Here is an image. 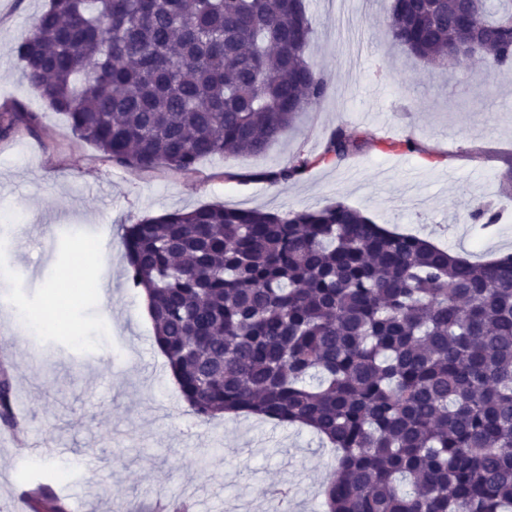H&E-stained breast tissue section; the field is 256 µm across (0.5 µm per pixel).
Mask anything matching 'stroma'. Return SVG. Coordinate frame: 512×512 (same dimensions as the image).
<instances>
[{"label": "stroma", "instance_id": "stroma-1", "mask_svg": "<svg viewBox=\"0 0 512 512\" xmlns=\"http://www.w3.org/2000/svg\"><path fill=\"white\" fill-rule=\"evenodd\" d=\"M48 0H0V106L21 103L34 129L0 140V211L23 230L0 244V350L14 412L37 462L0 440V512H25L26 485L44 483L68 512H152L156 499L191 498L197 512H323L319 489L336 453L305 428L227 415L199 422L157 348L140 289L126 276L122 227L201 206L266 211L315 209L342 200L389 230L487 262L512 253V68L483 76L465 61L434 67L391 45V0H343L364 42L351 62L329 0H306L315 35L310 61L330 81L311 106L259 155L201 159L184 174L112 165L73 134L21 70L14 49ZM412 136L424 153L366 147L340 164L273 185L258 172L321 153L338 125ZM490 206L489 229L466 210ZM111 284L77 290L78 335L14 331L12 310L38 313L75 263ZM292 484L285 501L269 484Z\"/></svg>", "mask_w": 512, "mask_h": 512}]
</instances>
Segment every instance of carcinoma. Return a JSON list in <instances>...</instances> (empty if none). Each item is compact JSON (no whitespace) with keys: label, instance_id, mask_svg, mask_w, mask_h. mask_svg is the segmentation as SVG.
I'll use <instances>...</instances> for the list:
<instances>
[{"label":"carcinoma","instance_id":"1","mask_svg":"<svg viewBox=\"0 0 512 512\" xmlns=\"http://www.w3.org/2000/svg\"><path fill=\"white\" fill-rule=\"evenodd\" d=\"M487 71L512 66V0H392L386 35L449 61L458 20ZM303 0H49L16 47L28 82L112 164L195 171L259 154L330 84L307 56ZM35 116L0 108V139ZM363 144L339 125L287 185ZM127 278L201 422L254 415L336 448L325 512H512V253L470 262L336 200L278 213L203 206L129 224ZM0 373V421H12ZM29 512H66L46 485Z\"/></svg>","mask_w":512,"mask_h":512}]
</instances>
